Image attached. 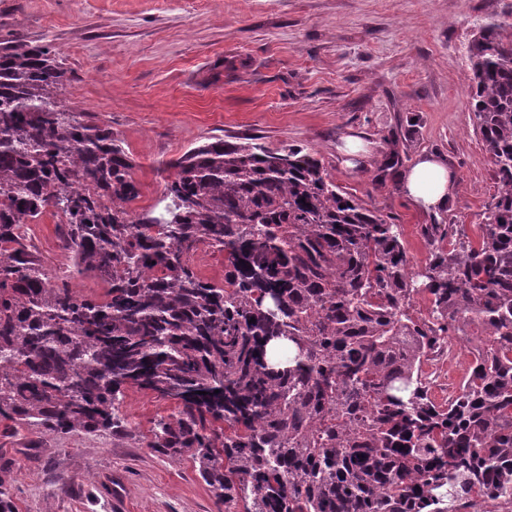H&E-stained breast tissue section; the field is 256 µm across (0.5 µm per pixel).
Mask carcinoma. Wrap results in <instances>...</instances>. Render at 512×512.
<instances>
[{
  "label": "carcinoma",
  "instance_id": "carcinoma-1",
  "mask_svg": "<svg viewBox=\"0 0 512 512\" xmlns=\"http://www.w3.org/2000/svg\"><path fill=\"white\" fill-rule=\"evenodd\" d=\"M469 61L498 191L474 240L426 225L415 272L401 226L321 159L250 137L169 160L162 197L130 216L134 161L66 104L58 52L1 40L0 422L135 440L130 385L173 406L141 442L191 460L227 508L512 504V31L487 22ZM48 210L69 274L100 280L102 299L50 285L25 231ZM205 247L224 252L221 284L197 268ZM450 336L473 361L438 403L424 366Z\"/></svg>",
  "mask_w": 512,
  "mask_h": 512
}]
</instances>
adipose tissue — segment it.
Masks as SVG:
<instances>
[{
  "label": "adipose tissue",
  "instance_id": "ef3b65f1",
  "mask_svg": "<svg viewBox=\"0 0 512 512\" xmlns=\"http://www.w3.org/2000/svg\"><path fill=\"white\" fill-rule=\"evenodd\" d=\"M456 188V174L431 155L421 157L403 181L406 197L414 206L424 210L445 205Z\"/></svg>",
  "mask_w": 512,
  "mask_h": 512
}]
</instances>
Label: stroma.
I'll return each mask as SVG.
<instances>
[{
	"label": "stroma",
	"instance_id": "35a3bbf8",
	"mask_svg": "<svg viewBox=\"0 0 512 512\" xmlns=\"http://www.w3.org/2000/svg\"><path fill=\"white\" fill-rule=\"evenodd\" d=\"M512 25V0H0V40L50 44L80 110L109 124L134 160L139 213L163 194L165 164L213 137L304 148L331 179L399 224L414 269L424 225L474 235L497 190L475 130L467 60L486 21ZM355 137L364 151L348 159ZM432 154L459 176L444 208L423 211L401 177ZM59 218L32 241L65 262ZM121 414L140 435L169 402L129 387ZM0 477L17 512H224L190 461L108 435H0Z\"/></svg>",
	"mask_w": 512,
	"mask_h": 512
}]
</instances>
